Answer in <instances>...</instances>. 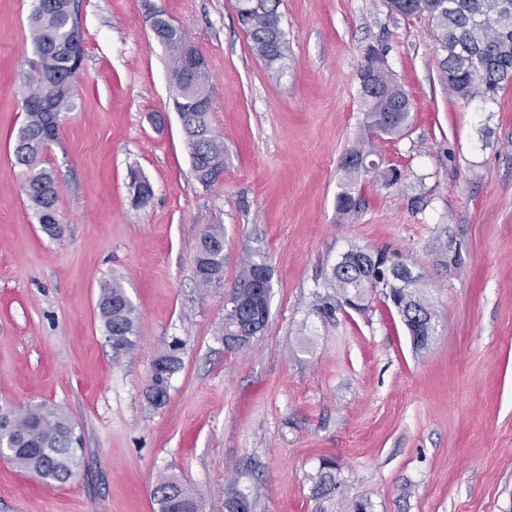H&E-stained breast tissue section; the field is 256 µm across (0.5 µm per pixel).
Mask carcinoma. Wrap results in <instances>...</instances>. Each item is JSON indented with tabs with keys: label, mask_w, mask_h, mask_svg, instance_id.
Masks as SVG:
<instances>
[{
	"label": "carcinoma",
	"mask_w": 512,
	"mask_h": 512,
	"mask_svg": "<svg viewBox=\"0 0 512 512\" xmlns=\"http://www.w3.org/2000/svg\"><path fill=\"white\" fill-rule=\"evenodd\" d=\"M281 0H236L238 21L250 39L253 53L274 69L285 58V33L282 28ZM421 10H409L399 0H388L391 11L403 16L424 18L441 50V81L448 93L469 102L477 97L495 100L504 86L512 83V0H418ZM30 33L37 63L23 73V101L44 100L48 110L24 109L26 121L19 129L14 150L16 164L22 168V189L38 223L52 236L62 230L52 226L49 216L56 211L59 184L54 173L40 166L39 157L46 139L64 112L74 108L73 80L75 59L70 51L77 44L84 52L75 0H35L30 17ZM160 45L169 59L170 83L177 112L185 117L188 130L187 146L192 159L195 180L204 188L214 182L213 174L224 168V143L210 132L208 112L191 107L187 89L192 77L183 66L184 36L182 29L162 18L157 23ZM361 70L374 74L382 98L374 99L361 89L368 137H373L376 117L382 103L387 101L396 109L395 120L382 127L384 135L396 137L408 127L412 102L395 75L386 65L384 56L368 49ZM344 181L336 195V213L346 219L359 207L355 186L367 170L342 163ZM359 255L357 264L333 271L336 294L353 307L364 299L366 277L371 274L373 261L355 247L348 250ZM194 264L197 286L206 290L219 284L224 277V227L207 225L199 237ZM262 261H251L241 270L235 292L254 296L250 288L256 269ZM271 293L261 299L260 310L248 306L240 315L246 334L256 337L265 329L269 316ZM397 312L414 346L424 349L436 332V313L421 292L420 280L407 281V287L394 293ZM100 317L115 353L133 345L138 313L136 307L118 282L104 285L98 297ZM156 363L164 365L152 378V403L160 406L167 397L168 379L177 372L179 357L174 352L161 355ZM6 444L3 452L18 468L38 475L48 483L64 484L77 473L81 464L79 437L69 417L47 404L25 407L14 413V426L0 434ZM336 488V476L330 472L320 475L316 497L325 498ZM159 512H180L185 507L200 509L198 501L177 479L166 476L154 488Z\"/></svg>",
	"instance_id": "cac0c4a2"
}]
</instances>
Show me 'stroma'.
I'll return each instance as SVG.
<instances>
[{"label":"stroma","mask_w":512,"mask_h":512,"mask_svg":"<svg viewBox=\"0 0 512 512\" xmlns=\"http://www.w3.org/2000/svg\"><path fill=\"white\" fill-rule=\"evenodd\" d=\"M76 3V108L42 155L60 182L53 238L14 157L33 0H0V403L61 408L84 464L61 485L0 460V512H158L163 476L202 512H224L233 487L254 512H315L328 463V512H512V83L492 101L449 96L428 24L386 0H282L277 73L253 54L235 0ZM152 7L210 63L224 174L207 189ZM370 45L413 109L403 136L374 139L382 168L358 181L360 209L343 222L336 195L362 138ZM134 171L153 187L139 208ZM209 224L224 227V279L203 290L193 258ZM354 246L398 253L420 276L438 316L426 349L382 294L361 312L337 299L333 269ZM249 259L271 270L268 322L230 350L224 303ZM112 281L138 313L119 356L97 308ZM174 344L181 365L156 408L152 367Z\"/></svg>","instance_id":"obj_1"}]
</instances>
